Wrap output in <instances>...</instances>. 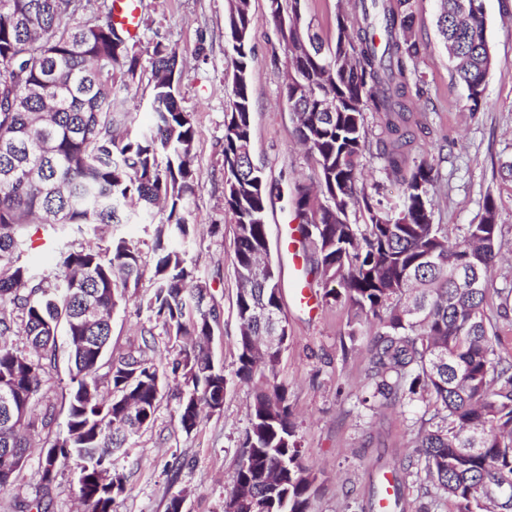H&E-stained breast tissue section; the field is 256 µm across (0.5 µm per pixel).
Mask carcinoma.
<instances>
[{
    "label": "carcinoma",
    "instance_id": "obj_1",
    "mask_svg": "<svg viewBox=\"0 0 512 512\" xmlns=\"http://www.w3.org/2000/svg\"><path fill=\"white\" fill-rule=\"evenodd\" d=\"M439 32L455 60L456 79L471 109L480 107L493 56L485 36L483 0H440ZM411 0H353L336 15V35L315 57L303 53L305 23L299 0L271 16L282 32L293 82L284 88L294 134L315 158L317 185L298 184L296 218L311 255L305 277L320 279L323 298L342 300L349 337L368 327L371 398L381 407L424 405L413 447L417 457L398 466L391 512H406L407 477L429 483L458 512H512V359L501 354L487 312L489 271L498 255V212L488 196L479 223L456 243L434 223L427 159L409 163L421 115L417 60L422 45L412 31ZM77 0H0V383L14 386L31 411L44 376L57 364L58 337L101 336L98 349L68 344L69 387L65 435L47 443L42 479L55 477L59 458L80 461L83 512H112L118 494L95 482L109 467L126 476L117 454L148 425L170 378L181 380L176 415L190 434L203 412L221 410L226 379L207 346L220 318L210 284L190 255L197 229L192 204L199 190L193 115L179 100L180 52L157 42L149 56L154 127L132 133L134 117L122 93L143 69L142 54L112 24L111 15L77 20ZM255 17L250 0H232L226 38L236 70L224 133V206L231 214L238 282L239 367L253 386L249 428L233 480L240 512H308L314 476L300 461L286 389L275 383L281 349L258 362L254 338L288 326L280 273L260 260L268 252L267 192L251 155L252 104L248 70ZM383 129L378 157L402 194L391 206L358 187L367 149L365 120ZM364 211L352 224L346 210ZM141 220L154 263L143 347L105 357L112 314L142 276L140 241L111 234L107 244L77 248L72 237L103 226ZM50 227L58 242L50 265L29 260V228ZM461 274L475 281L464 288ZM102 321L89 325L84 306ZM179 344L168 364L148 357L153 328ZM23 336L28 351L11 343ZM481 436L471 446L470 434ZM37 431L0 414V487L21 469Z\"/></svg>",
    "mask_w": 512,
    "mask_h": 512
}]
</instances>
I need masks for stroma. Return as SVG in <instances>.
<instances>
[{
  "mask_svg": "<svg viewBox=\"0 0 512 512\" xmlns=\"http://www.w3.org/2000/svg\"><path fill=\"white\" fill-rule=\"evenodd\" d=\"M137 50L149 54L156 42L176 46L182 54L179 83L182 107L194 116L195 166L200 190L195 214L201 225L191 246L200 275L221 308L211 352L224 369L227 386L220 412L205 418L200 431L188 434L178 425L175 386L163 390L153 423L130 441L117 461L126 490L116 497L113 512H166L170 498L184 497L183 512H224V501L242 456L240 443L248 426L252 385L236 376L237 280L231 216L224 208V114L230 109L235 69L225 37L228 0H137ZM438 0H414L413 31L423 44L417 69L424 84L415 108L429 127L418 151L435 166L438 178L430 190L434 221L456 238L477 223L486 197L498 207L499 249L504 257L493 272L487 298L491 319L502 339V352L512 355V0H484L486 35L494 63L486 77L484 104L468 109L467 91L451 76L448 51L436 26ZM255 23L248 78L252 90V152L267 186L266 224L270 258L281 268L283 312L290 337L276 381L287 390L301 461L312 469L308 512H366L374 466L380 450L399 449L413 455L420 408H370V355L365 344L349 338V314L343 301H324L314 285L316 311L294 305L289 295L292 271L279 248L280 228L295 213V187L316 176L312 157L297 145L283 97L286 59L283 41L273 24L267 0H251ZM212 224L224 226L210 234ZM151 259L143 261L137 290L128 292L112 315V353L121 355L142 343L145 320L139 299L148 294ZM68 390L67 355L47 376L36 412L56 407L54 432L65 430ZM79 468L76 460L58 467L51 485L41 481V449L33 447L17 480L0 490V512H78Z\"/></svg>",
  "mask_w": 512,
  "mask_h": 512,
  "instance_id": "obj_1",
  "label": "stroma"
}]
</instances>
